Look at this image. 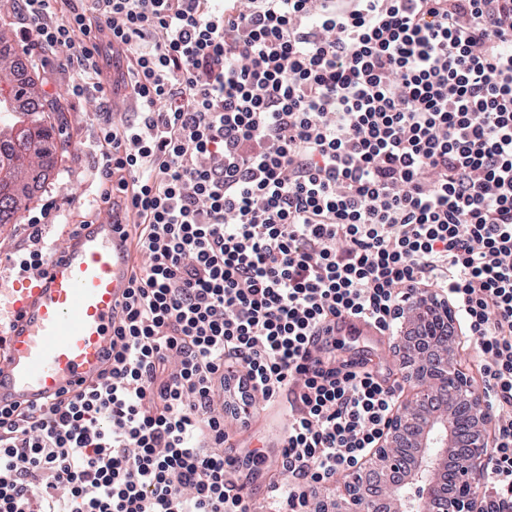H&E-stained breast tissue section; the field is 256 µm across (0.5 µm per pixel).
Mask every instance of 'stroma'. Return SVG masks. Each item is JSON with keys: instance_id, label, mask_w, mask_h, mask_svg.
Returning a JSON list of instances; mask_svg holds the SVG:
<instances>
[{"instance_id": "obj_1", "label": "stroma", "mask_w": 512, "mask_h": 512, "mask_svg": "<svg viewBox=\"0 0 512 512\" xmlns=\"http://www.w3.org/2000/svg\"><path fill=\"white\" fill-rule=\"evenodd\" d=\"M78 47H59L48 56L46 64L30 70L31 78L38 81L47 99L58 102L60 109L52 113L51 120L63 128L65 141L58 145L45 159L44 167L34 188L30 202L21 207L13 223L0 224V255L14 253L29 243V214L50 205L57 220L52 237V247H60L72 225L80 223L88 212H95L98 221L109 219L106 208L91 209L97 185L92 175L96 161L95 130L92 125L98 103L93 97L82 101L71 99L67 80L56 72V59L78 54ZM393 339L390 333H356L340 330L336 334V357L343 360L361 357L370 367L379 371L387 380L399 377L398 368L390 353ZM286 415L279 408L257 409L243 432L228 448L230 456L244 457L246 450L263 449L266 461L260 467L257 478L247 481L246 487L256 503H263L270 483L281 481L282 475L276 464L280 442L286 432Z\"/></svg>"}]
</instances>
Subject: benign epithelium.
I'll return each instance as SVG.
<instances>
[{"mask_svg": "<svg viewBox=\"0 0 512 512\" xmlns=\"http://www.w3.org/2000/svg\"><path fill=\"white\" fill-rule=\"evenodd\" d=\"M402 330L392 346L416 398L392 414L386 434L345 487L348 501L318 502V512H413V500L436 502L444 512H479L491 413L483 393L456 367L452 326L456 312L430 288H408L398 304ZM462 462L448 465V445Z\"/></svg>", "mask_w": 512, "mask_h": 512, "instance_id": "benign-epithelium-1", "label": "benign epithelium"}]
</instances>
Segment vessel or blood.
<instances>
[{"mask_svg":"<svg viewBox=\"0 0 512 512\" xmlns=\"http://www.w3.org/2000/svg\"><path fill=\"white\" fill-rule=\"evenodd\" d=\"M128 278L127 246L109 223L71 241L45 273L0 268V403L45 402L95 378Z\"/></svg>","mask_w":512,"mask_h":512,"instance_id":"obj_1","label":"vessel or blood"}]
</instances>
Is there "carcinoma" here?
I'll return each instance as SVG.
<instances>
[{
  "label": "carcinoma",
  "mask_w": 512,
  "mask_h": 512,
  "mask_svg": "<svg viewBox=\"0 0 512 512\" xmlns=\"http://www.w3.org/2000/svg\"><path fill=\"white\" fill-rule=\"evenodd\" d=\"M12 62L0 55V187L10 186L12 192L0 195V224H9L22 200L30 197L29 178L32 168L18 160L30 151L46 156V144L63 135V130L41 117L45 112L36 84L22 86L8 79Z\"/></svg>",
  "instance_id": "obj_1"
}]
</instances>
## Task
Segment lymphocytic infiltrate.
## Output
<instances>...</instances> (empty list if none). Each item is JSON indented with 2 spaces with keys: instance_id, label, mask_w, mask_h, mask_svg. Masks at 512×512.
<instances>
[{
  "instance_id": "obj_1",
  "label": "lymphocytic infiltrate",
  "mask_w": 512,
  "mask_h": 512,
  "mask_svg": "<svg viewBox=\"0 0 512 512\" xmlns=\"http://www.w3.org/2000/svg\"><path fill=\"white\" fill-rule=\"evenodd\" d=\"M22 48L95 92L98 198L131 275L107 365L0 406V512H258L225 457L287 399L267 512H316L399 393L323 356L437 288L495 418L479 512H512V0H16ZM133 106L117 115L114 83ZM32 245L18 273L54 256Z\"/></svg>"
}]
</instances>
